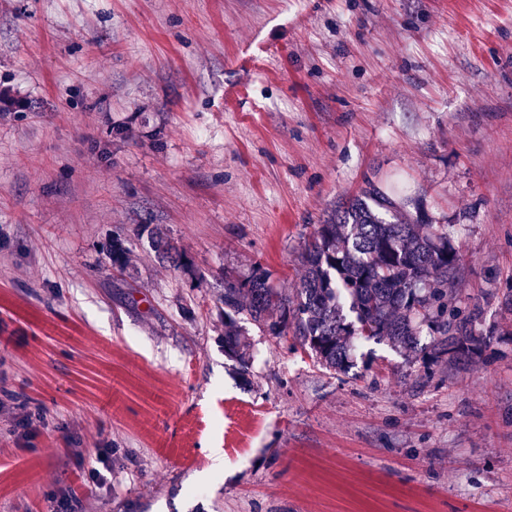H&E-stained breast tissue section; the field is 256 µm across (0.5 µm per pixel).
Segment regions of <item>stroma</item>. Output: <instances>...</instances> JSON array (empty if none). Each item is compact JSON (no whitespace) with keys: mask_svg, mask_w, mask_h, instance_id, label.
<instances>
[{"mask_svg":"<svg viewBox=\"0 0 512 512\" xmlns=\"http://www.w3.org/2000/svg\"><path fill=\"white\" fill-rule=\"evenodd\" d=\"M0 84V512H512V0H0ZM372 187L489 347L339 374L240 315V368L225 278L295 293ZM27 106L26 96L21 95L10 86L0 87V119L7 117L10 112H21Z\"/></svg>","mask_w":512,"mask_h":512,"instance_id":"stroma-1","label":"stroma"}]
</instances>
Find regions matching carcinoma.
I'll list each match as a JSON object with an SVG mask.
<instances>
[{
	"instance_id": "1",
	"label": "carcinoma",
	"mask_w": 512,
	"mask_h": 512,
	"mask_svg": "<svg viewBox=\"0 0 512 512\" xmlns=\"http://www.w3.org/2000/svg\"><path fill=\"white\" fill-rule=\"evenodd\" d=\"M391 211V202L374 190L364 192L318 225L304 253L306 274L292 299L274 291L268 272L256 267L245 280L225 279L224 352L244 358L232 315L247 313L271 336L288 332L325 368L346 374L349 341L389 337L410 346L414 331L436 334L432 353L478 356L486 337L476 335L479 313L460 317L453 305L460 276L457 254L448 248V225L388 222L368 205ZM152 246L176 262L178 249L157 237ZM351 298L353 319L345 322L341 293Z\"/></svg>"
}]
</instances>
